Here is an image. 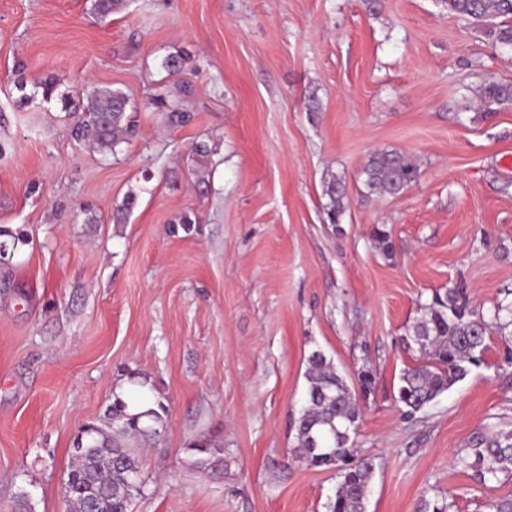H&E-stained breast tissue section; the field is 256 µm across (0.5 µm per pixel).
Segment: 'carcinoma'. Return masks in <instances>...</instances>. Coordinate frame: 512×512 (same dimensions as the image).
<instances>
[{
  "label": "carcinoma",
  "mask_w": 512,
  "mask_h": 512,
  "mask_svg": "<svg viewBox=\"0 0 512 512\" xmlns=\"http://www.w3.org/2000/svg\"><path fill=\"white\" fill-rule=\"evenodd\" d=\"M125 0H91L90 12L105 21L124 6ZM448 12L492 27L495 40L512 50V0H440ZM479 99L488 111L512 105V83L489 80L481 87ZM129 98L118 88L95 86L82 97L83 116L74 126L75 136L100 152L116 148L132 136L136 120L128 109ZM153 111L161 113L164 124H186L189 113L181 104L152 102ZM364 186L370 195L396 196L416 181L414 162L393 150L372 153L364 168ZM329 223L339 227L345 210L341 180L332 178L324 186ZM373 241L390 258L394 247L389 233L376 228ZM425 316L412 326V335L423 340L418 364L400 376L395 401L406 418L413 417L438 396L463 380L470 367L482 363L487 338L494 329L502 332L512 326V303H499L488 315H476L468 307L465 284L459 282L432 293L422 305ZM305 404L294 421L297 445L295 457L315 468L337 472L340 482L334 497L326 504L327 512H366L372 467L355 457V428L361 418L360 402L373 394L376 380L369 370L357 375L349 386L333 362L321 351L312 352L305 371ZM166 405L132 412L117 396L96 424L85 426L73 442L72 463L65 486L68 512H96L86 500L85 491L94 489L104 507L102 512H132L143 494L142 456L129 441L158 437L164 429ZM199 468L213 469L220 462L223 449L208 439L196 441L190 448ZM460 463L481 481L512 473V434L491 440L480 439L460 458Z\"/></svg>",
  "instance_id": "cac0c4a2"
}]
</instances>
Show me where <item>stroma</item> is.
<instances>
[{"label":"stroma","instance_id":"1","mask_svg":"<svg viewBox=\"0 0 512 512\" xmlns=\"http://www.w3.org/2000/svg\"><path fill=\"white\" fill-rule=\"evenodd\" d=\"M89 5L0 0V228L29 239L0 266V512L22 490L33 512H66L73 440L128 370V394L168 408L135 512H326L339 475L291 453L315 350L348 384L376 377L356 436L367 512L512 498V474L481 483L459 463L474 438L512 433V333H492L483 364L413 417L395 404L433 290L463 282L477 312L512 302V105L476 97L512 82V52L437 0L376 14L362 0H128L104 22ZM176 53L196 73L165 71ZM19 72L74 105L84 87L121 88L135 135L92 150L74 110L21 100ZM183 80L192 119L170 129L147 104ZM201 141L214 149L202 178ZM383 149L418 167L393 197L363 184ZM381 224L390 259L371 239ZM203 437L223 465H193ZM479 99L487 111L512 105V83L489 80L481 87ZM324 195L327 197L326 215L330 224L339 229L340 219L345 210V194L340 179L333 177L324 186Z\"/></svg>","mask_w":512,"mask_h":512}]
</instances>
